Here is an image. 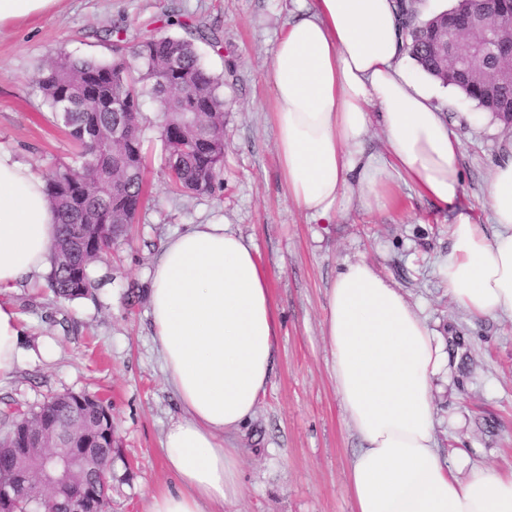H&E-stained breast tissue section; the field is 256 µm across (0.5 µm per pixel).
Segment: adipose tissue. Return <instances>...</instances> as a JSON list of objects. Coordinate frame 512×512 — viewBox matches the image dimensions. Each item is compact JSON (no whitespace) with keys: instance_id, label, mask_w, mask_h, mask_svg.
Here are the masks:
<instances>
[{"instance_id":"obj_1","label":"adipose tissue","mask_w":512,"mask_h":512,"mask_svg":"<svg viewBox=\"0 0 512 512\" xmlns=\"http://www.w3.org/2000/svg\"><path fill=\"white\" fill-rule=\"evenodd\" d=\"M267 72L276 153L288 198L329 219L350 205L387 209L397 181L439 207L463 190L460 147L433 101L439 83L404 65L395 0H294ZM378 114H371V107ZM380 124L387 153L366 152ZM488 224L458 212L437 266L469 315L512 318V145L488 182ZM57 235L45 181L0 150V380L24 359V328L8 292L50 269ZM149 316L166 385L185 416L167 428L171 484L144 512H224L242 495L231 435L272 371L277 318L254 245L226 224H194L163 245L149 274ZM324 335L332 377L362 446L346 476L354 512H512V474L442 459L434 392L448 374L440 336L365 259L342 265Z\"/></svg>"}]
</instances>
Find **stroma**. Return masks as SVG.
Listing matches in <instances>:
<instances>
[{"instance_id":"obj_1","label":"stroma","mask_w":512,"mask_h":512,"mask_svg":"<svg viewBox=\"0 0 512 512\" xmlns=\"http://www.w3.org/2000/svg\"><path fill=\"white\" fill-rule=\"evenodd\" d=\"M292 0H60L47 15L0 32V149L38 175L72 162L76 148L34 88L35 68L57 52L75 59L112 56L114 26L153 30L173 10L204 19L224 35L221 51L198 49L224 77V188L173 193L159 137L158 107L143 97L148 205L99 264L95 288L73 302L46 281L19 286L11 301L25 328L27 358L0 382V412L27 410L47 397L85 392L112 412V490L108 512H143L146 495L171 479L163 435L183 410L166 385L148 316V279L162 245L191 224L222 221L253 241L269 274L277 313L270 383L250 421L233 435L241 452L243 496L224 512H354L346 490L359 440L331 378L323 336L327 289L342 261L366 258L399 289L441 338L463 336L449 352L451 382L435 394L436 439L464 449L472 463L512 472V319L472 318L437 276L451 247L454 212L397 182L383 212L356 207L332 220L306 217L288 199L270 121L267 71ZM457 136L462 203L488 221V177L512 127H473L459 119L473 102L437 99ZM58 350L38 356L43 343Z\"/></svg>"}]
</instances>
